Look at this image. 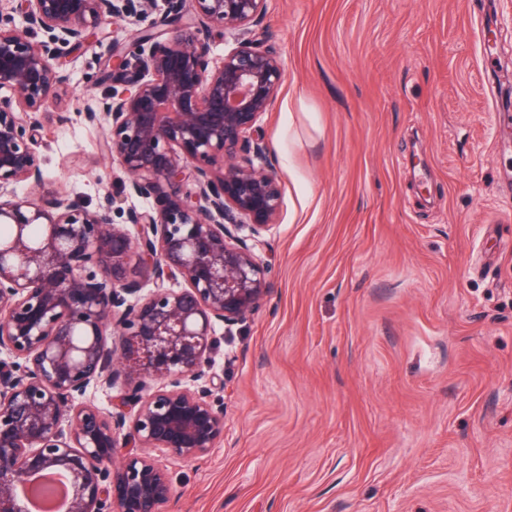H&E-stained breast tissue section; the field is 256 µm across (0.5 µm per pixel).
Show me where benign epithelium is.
<instances>
[{
	"label": "benign epithelium",
	"mask_w": 512,
	"mask_h": 512,
	"mask_svg": "<svg viewBox=\"0 0 512 512\" xmlns=\"http://www.w3.org/2000/svg\"><path fill=\"white\" fill-rule=\"evenodd\" d=\"M166 4L160 29L143 25L156 0H0V512H29L23 491L47 472L68 481L65 512H161L172 485L149 450L192 460L224 437L211 351L268 293L249 241L281 206L259 128L285 65L250 36L267 0ZM126 23L112 89H86L80 114L125 198L161 201L127 209L134 235L48 188L36 148L65 49ZM215 28L238 40L218 61ZM98 384L118 391L108 412L81 401Z\"/></svg>",
	"instance_id": "7a95c632"
}]
</instances>
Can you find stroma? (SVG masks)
I'll use <instances>...</instances> for the list:
<instances>
[{"instance_id":"stroma-1","label":"stroma","mask_w":512,"mask_h":512,"mask_svg":"<svg viewBox=\"0 0 512 512\" xmlns=\"http://www.w3.org/2000/svg\"><path fill=\"white\" fill-rule=\"evenodd\" d=\"M253 32L287 71L269 292L217 333L223 439L153 452L163 512H512V0H268ZM123 35L68 50L71 87L106 93ZM80 106L48 108L38 151L103 210L123 187Z\"/></svg>"}]
</instances>
